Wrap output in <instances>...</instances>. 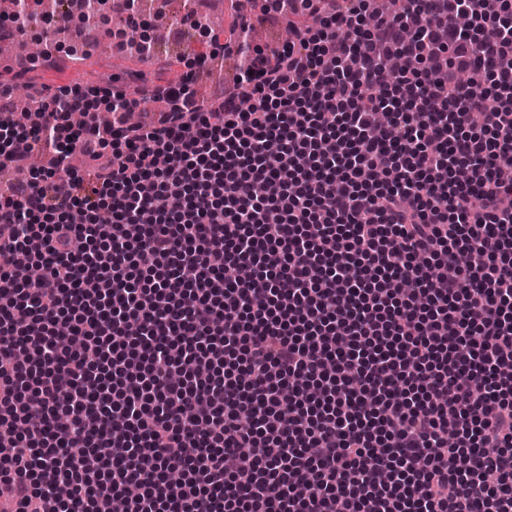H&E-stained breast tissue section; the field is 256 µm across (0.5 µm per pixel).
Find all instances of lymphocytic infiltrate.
<instances>
[{
  "mask_svg": "<svg viewBox=\"0 0 512 512\" xmlns=\"http://www.w3.org/2000/svg\"><path fill=\"white\" fill-rule=\"evenodd\" d=\"M76 2L149 51L140 0ZM375 2L233 0L215 106L201 55L111 122L76 83L0 124V171L52 155L0 193L16 512H512V0ZM224 74L225 71H223L222 75V86L219 87L218 78L215 79L210 71L204 73L201 75V77L197 80L196 84L194 85V90L198 89V92L202 96H209V99L207 101V104L215 102V101H221L222 95L224 97ZM212 85V86H211Z\"/></svg>",
  "mask_w": 512,
  "mask_h": 512,
  "instance_id": "1",
  "label": "lymphocytic infiltrate"
}]
</instances>
